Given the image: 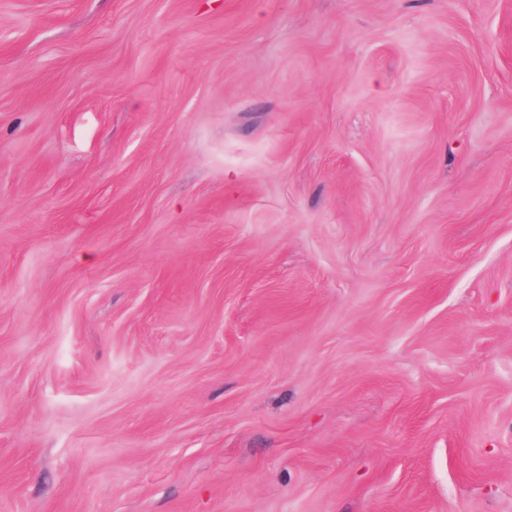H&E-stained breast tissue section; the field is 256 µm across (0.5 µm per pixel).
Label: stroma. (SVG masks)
<instances>
[{
  "label": "stroma",
  "instance_id": "stroma-1",
  "mask_svg": "<svg viewBox=\"0 0 512 512\" xmlns=\"http://www.w3.org/2000/svg\"><path fill=\"white\" fill-rule=\"evenodd\" d=\"M0 512H512V0H0Z\"/></svg>",
  "mask_w": 512,
  "mask_h": 512
}]
</instances>
